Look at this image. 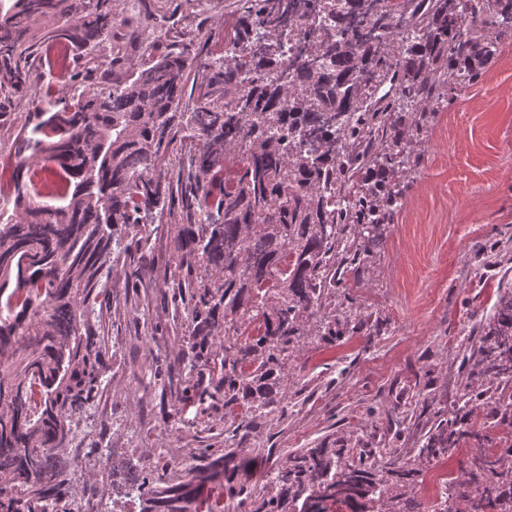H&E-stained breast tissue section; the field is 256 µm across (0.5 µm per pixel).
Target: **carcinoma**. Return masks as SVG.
I'll return each mask as SVG.
<instances>
[{"mask_svg":"<svg viewBox=\"0 0 512 512\" xmlns=\"http://www.w3.org/2000/svg\"><path fill=\"white\" fill-rule=\"evenodd\" d=\"M14 0L0 14V102L49 99L15 129L13 202L0 212V512H73L79 424L110 394L114 292L103 278L140 224L180 225L170 279L185 314L178 371L162 389L191 424L224 408V448L207 447L191 478L163 448L137 469L112 459L93 512L129 497L136 512H512V291L499 295L465 383L428 380L374 431L326 437L274 465L270 491L251 496L240 446L286 412L285 370L307 336L381 335L352 310L350 288L402 209L436 114L477 82L512 39V0H233L218 53L146 0ZM112 40L109 56L100 45ZM72 55L41 83L45 44ZM191 91H186L187 83ZM179 174L169 173V156ZM51 164L54 202L30 180ZM347 309L336 308V300ZM481 423L448 418L458 406ZM465 460L434 505L417 488L429 466L463 444Z\"/></svg>","mask_w":512,"mask_h":512,"instance_id":"cac0c4a2","label":"carcinoma"}]
</instances>
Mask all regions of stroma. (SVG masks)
I'll list each match as a JSON object with an SVG mask.
<instances>
[{
  "mask_svg": "<svg viewBox=\"0 0 512 512\" xmlns=\"http://www.w3.org/2000/svg\"><path fill=\"white\" fill-rule=\"evenodd\" d=\"M190 29L196 39L220 42L224 0H202ZM412 187L380 255L360 271L353 295L372 306L387 328L381 335L353 333L336 343L306 340L288 364V406L262 421L247 440L260 449L246 479L253 494L263 491L264 474L292 451L310 448L332 431H348L367 407L373 424L384 422L398 395L414 397L427 380L456 378L469 332L493 312L498 292L512 291V43L492 69L467 86L439 113L426 134L425 152L411 175ZM499 242L491 264L477 255ZM167 258L131 247L112 270L117 286L151 275L163 286ZM109 327L118 349L111 370V406L82 421L84 447L103 444L112 457L96 456L72 480L75 498L87 497L86 473H108L112 458L143 463L153 448H166L192 468L196 449L223 439L201 427L172 425L162 438V412L172 410L155 379L167 372L178 350L171 316L162 300L150 312L134 299H119Z\"/></svg>",
  "mask_w": 512,
  "mask_h": 512,
  "instance_id": "1",
  "label": "stroma"
}]
</instances>
